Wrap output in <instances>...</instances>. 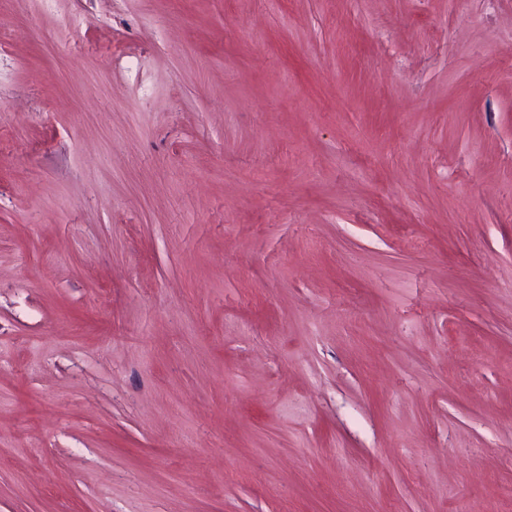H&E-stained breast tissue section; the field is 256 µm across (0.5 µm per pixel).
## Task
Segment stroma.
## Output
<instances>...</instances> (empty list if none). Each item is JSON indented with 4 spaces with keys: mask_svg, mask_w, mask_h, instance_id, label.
I'll use <instances>...</instances> for the list:
<instances>
[{
    "mask_svg": "<svg viewBox=\"0 0 512 512\" xmlns=\"http://www.w3.org/2000/svg\"><path fill=\"white\" fill-rule=\"evenodd\" d=\"M0 31V512H512V0Z\"/></svg>",
    "mask_w": 512,
    "mask_h": 512,
    "instance_id": "obj_1",
    "label": "stroma"
}]
</instances>
